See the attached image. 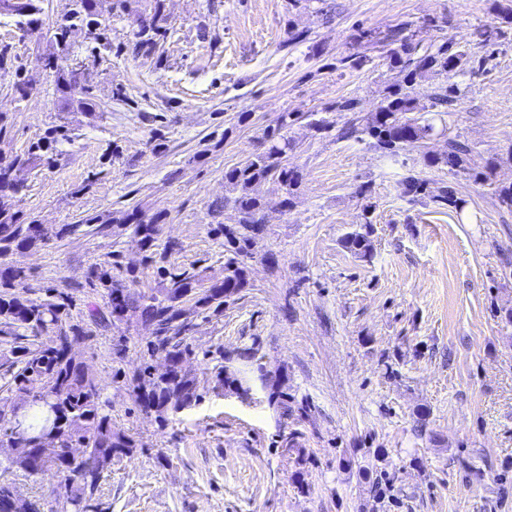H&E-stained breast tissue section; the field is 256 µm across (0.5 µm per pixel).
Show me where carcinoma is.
<instances>
[{
  "instance_id": "1",
  "label": "carcinoma",
  "mask_w": 512,
  "mask_h": 512,
  "mask_svg": "<svg viewBox=\"0 0 512 512\" xmlns=\"http://www.w3.org/2000/svg\"><path fill=\"white\" fill-rule=\"evenodd\" d=\"M39 0H0V16L16 18L21 29L40 25ZM95 0H75L70 15L52 27L51 36L59 44L67 42L69 32L82 27L91 32V40L101 39L102 23L94 8ZM407 24L401 23L378 37L361 30L355 37L359 43L387 48L385 59L389 70L398 72L401 79L389 83L373 112L359 127H349V134L372 140L375 148L388 155L423 144L434 135V125L427 113L450 108L455 102V87L443 84L434 88L429 105L418 102L415 85L428 76L458 73L470 66L472 57L445 41L429 47L412 58L393 48L406 39ZM167 29L160 18L153 16L148 24L139 25L134 52L150 55L157 40L166 37ZM54 71L59 93L60 111L73 107L84 111L92 107L89 88L79 83L78 72L56 63ZM295 121V113L287 112L277 125L264 131L266 148L240 166L224 172V181L237 195L224 201L232 205L235 223L219 224L217 233L224 236V277L204 280L196 274L174 272L164 265L166 256L176 244L167 243L157 251L159 226L165 214L150 216L133 209L123 213L119 223L132 227L146 263L155 267L164 282L158 294L137 291L135 270L122 268L104 260L93 264L87 273L85 287L92 291L105 290V309L88 306L90 323L107 327L133 317L149 323L155 335L145 343L143 356L148 361L131 377L139 406L157 414L165 422L167 415L189 408L197 401L198 380L184 370L195 355L187 342L193 318L199 314L218 316L224 305L247 285L245 260L253 255L257 240L265 231L263 197L255 188L265 182L279 184L285 198L282 205L291 204V197L300 182L299 172L286 164L294 144L283 130ZM68 138L63 128L51 130L33 143L28 153L11 161H0V369L13 395L24 394L31 400L26 408V445L33 452L25 457L0 460V469L17 468L30 474L53 470L60 474L72 494L63 512H101L98 492L102 481L112 471L115 459L135 447L134 440L112 426L110 400L102 396L99 384L84 361L72 350L73 344L90 335L91 328L73 322V296L66 292H48L44 298H32L26 284L25 271L3 261L15 250L33 249L49 240L42 224L27 219L16 205L22 186L13 176L16 166L42 165L55 162L53 144ZM425 165L448 168L452 174L463 173L475 182L490 187L497 203L512 210V180L497 178L499 164H480L473 149L465 142L450 137L445 152L426 153ZM405 192L423 194L428 181L415 174L404 180ZM437 201L460 213L464 201L449 187L437 195ZM373 204L363 205L364 222L345 234L342 243L359 258L372 256L373 228L369 215ZM166 358L171 364L169 375H155L149 360ZM218 383L238 394H248L235 370L227 365L217 367Z\"/></svg>"
}]
</instances>
